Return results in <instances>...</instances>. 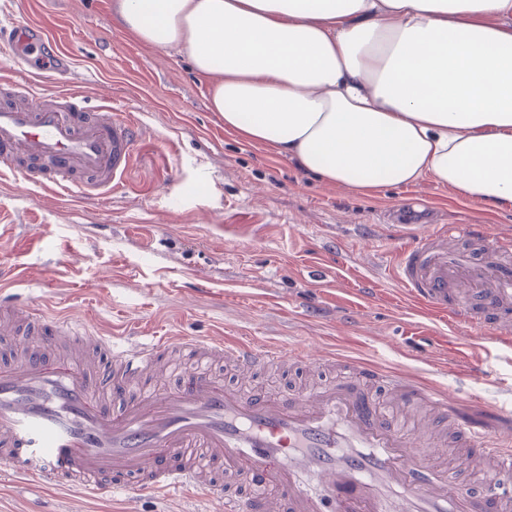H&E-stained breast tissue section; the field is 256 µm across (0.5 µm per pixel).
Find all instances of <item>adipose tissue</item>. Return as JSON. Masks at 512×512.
Returning a JSON list of instances; mask_svg holds the SVG:
<instances>
[{
  "mask_svg": "<svg viewBox=\"0 0 512 512\" xmlns=\"http://www.w3.org/2000/svg\"><path fill=\"white\" fill-rule=\"evenodd\" d=\"M186 55L227 133L362 191L512 205V0H114Z\"/></svg>",
  "mask_w": 512,
  "mask_h": 512,
  "instance_id": "1",
  "label": "adipose tissue"
}]
</instances>
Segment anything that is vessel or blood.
Masks as SVG:
<instances>
[{"mask_svg":"<svg viewBox=\"0 0 512 512\" xmlns=\"http://www.w3.org/2000/svg\"><path fill=\"white\" fill-rule=\"evenodd\" d=\"M52 48L69 55L41 23L0 32V51L16 61ZM137 132L111 105L88 111L84 95L48 92L34 81L0 78V169L56 196L107 198L124 186ZM462 236L486 242L472 260L449 254L451 229L426 230L402 246L393 279L408 297L439 314L475 324L490 314L495 340L512 343V271L495 260L501 235L471 224ZM0 335L14 353L0 362V466L39 486L76 487L92 496L117 491L205 494L214 478L239 492L223 512H512V406L496 409V429L467 426L447 391L418 390L378 366L329 358L349 383L307 388L293 398L244 391L193 373L174 392L139 391L159 382L169 359L229 361L247 374L275 363L307 364L298 351L209 336H93L43 303L0 291ZM384 383L401 413L432 414L424 437L440 430L468 469H491L488 494L463 501L447 478L428 470L427 449L412 451L406 430L373 412L356 383Z\"/></svg>","mask_w":512,"mask_h":512,"instance_id":"1","label":"vessel or blood"}]
</instances>
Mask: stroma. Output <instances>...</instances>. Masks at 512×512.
Listing matches in <instances>:
<instances>
[{
	"label": "stroma",
	"instance_id": "1",
	"mask_svg": "<svg viewBox=\"0 0 512 512\" xmlns=\"http://www.w3.org/2000/svg\"><path fill=\"white\" fill-rule=\"evenodd\" d=\"M113 0H0V25L49 27L74 62L43 79L112 102L140 130L123 192L103 203L53 197L0 172V264L16 290L49 300L90 334L180 331L295 348L316 362L369 361L483 402H512V346L413 305L387 276L399 243L433 225L488 224L512 235V206L488 208L422 180L360 192L320 181L264 144L225 133L188 59L122 32ZM414 206L419 225L389 215ZM371 224L375 236L361 237ZM486 370L483 378L473 369ZM175 492L109 499L30 490L0 468V512H218Z\"/></svg>",
	"mask_w": 512,
	"mask_h": 512
}]
</instances>
